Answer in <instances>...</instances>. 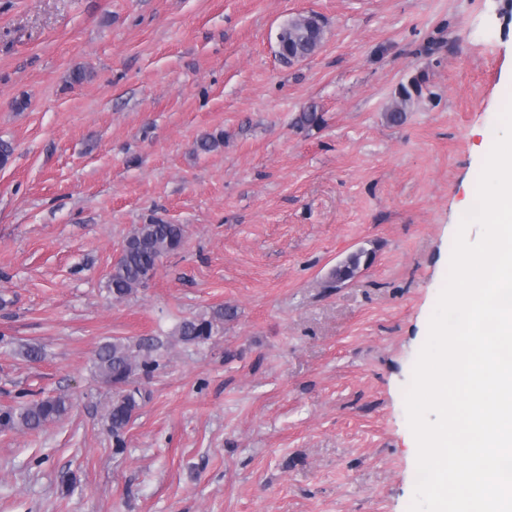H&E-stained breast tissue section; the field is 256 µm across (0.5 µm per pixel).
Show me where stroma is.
<instances>
[{"instance_id": "obj_1", "label": "stroma", "mask_w": 512, "mask_h": 512, "mask_svg": "<svg viewBox=\"0 0 512 512\" xmlns=\"http://www.w3.org/2000/svg\"><path fill=\"white\" fill-rule=\"evenodd\" d=\"M306 13L323 43L285 66ZM511 92L512 0H0V408L71 404L0 432V512H408L405 393ZM154 218L183 244L114 301ZM115 338L158 345L121 449L95 372ZM315 13L299 15L288 20L282 31L288 30V35H281L279 56L286 64H292L293 58L306 59L320 46L323 34V20L318 22ZM321 17V16H319ZM424 77L418 76L412 78L407 84H401L398 91V99L395 100L388 111L387 119L391 124H401L406 118L407 106L414 96L422 94V84ZM362 258H364L362 260ZM372 261V255L368 251L360 249L357 252L350 254L345 260L341 261L331 271V280L337 284H342L352 279L363 262L365 266H368ZM234 309L223 307L214 311L209 318L184 320L178 328V336L186 343L198 344L209 340L224 325V321L234 319ZM69 409L63 396L45 397L16 407L0 409V430H38L60 419Z\"/></svg>"}]
</instances>
